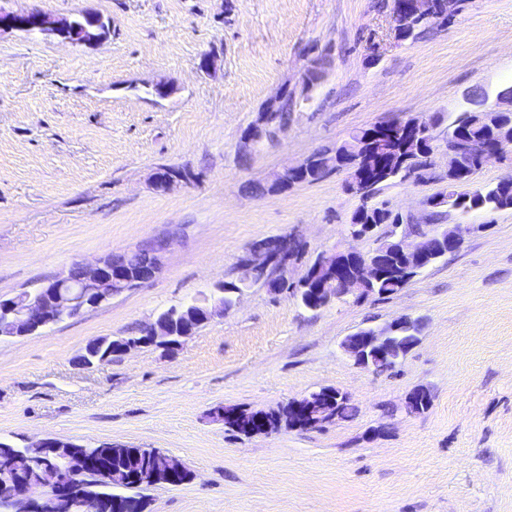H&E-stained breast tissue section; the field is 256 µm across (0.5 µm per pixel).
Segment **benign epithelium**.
I'll return each mask as SVG.
<instances>
[{
	"label": "benign epithelium",
	"mask_w": 512,
	"mask_h": 512,
	"mask_svg": "<svg viewBox=\"0 0 512 512\" xmlns=\"http://www.w3.org/2000/svg\"><path fill=\"white\" fill-rule=\"evenodd\" d=\"M438 0H391V13L394 22V34L401 37L400 28L408 19L430 22L437 13ZM86 24L78 19H54L50 15L39 12L1 13L0 32L5 30L33 32L38 31L46 36L58 38L64 42L93 46L106 38L109 27L102 18L92 12L82 13ZM431 168H436V160H447L446 173L460 182L467 177V172L480 171L485 165L495 162L504 164L512 159V127L501 131L493 143L478 140H461L453 133L437 128L431 132L430 149L428 150ZM347 174L345 189L359 198L361 203L369 204L375 199L371 192L372 181L356 178L355 167L348 165L338 168ZM482 224H455L439 231L432 227L419 237L406 234L400 224H391L383 230H377L374 224L355 234L357 238L378 235L396 240L401 252L415 271L423 270L422 261L428 254L431 241L435 238L448 240L459 248L465 237L479 229ZM300 242L293 234L280 237L276 247L248 249L246 256L240 261L238 283L243 288L261 286L267 275L280 284L275 292L282 293V286L303 284L311 275L327 276V280L338 283L336 288H322L325 300L342 299L352 296L357 300L368 298L367 285L375 282L379 276L374 261L377 249L382 243L367 252H351L361 267L358 277H351L349 270L342 264L335 263L337 251L326 250L319 254V262L306 269L304 274L293 281L289 276V267L297 261V253L288 251V242ZM166 243L142 254L141 263L135 270L115 261V253L109 252L93 262L75 261L62 274L42 283L34 292L24 290L17 295L0 299V334L8 336H29L42 328L54 325L66 319H72L84 313V310L96 308L112 299L153 281L162 270V255ZM399 318L383 328L365 327L357 330L349 339L341 343L344 353L354 363L372 372L377 364L385 358L395 360L399 352L387 348L385 338L402 326ZM184 336L172 332L168 323L156 320L144 329V339L125 340L121 343L123 354L143 345L162 346L173 350L181 344ZM291 409L302 414L308 427L314 429L325 424L323 416L334 411L328 406L321 395L315 391L297 399ZM76 442L53 437L39 438L29 442V447L44 451H58L72 448ZM35 459L30 454L12 453L7 459V469L18 472H30L34 469ZM58 491V486H49L42 480L29 479L19 486L0 484V512H34L36 502L50 497V491Z\"/></svg>",
	"instance_id": "obj_1"
}]
</instances>
